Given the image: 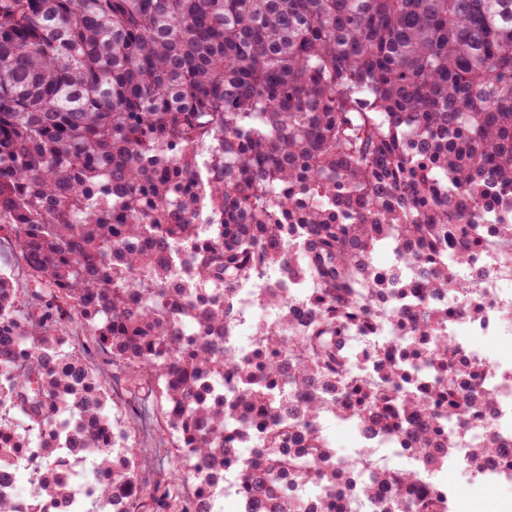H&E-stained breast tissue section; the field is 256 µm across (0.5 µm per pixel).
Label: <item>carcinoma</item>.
<instances>
[{"label":"carcinoma","instance_id":"cac0c4a2","mask_svg":"<svg viewBox=\"0 0 512 512\" xmlns=\"http://www.w3.org/2000/svg\"><path fill=\"white\" fill-rule=\"evenodd\" d=\"M484 224L511 252L512 0H0V231L33 283L0 273V488L29 485L0 512L68 492L59 441L93 449L76 512H223L213 471L241 512H348L352 483L370 512H449L458 417L494 405L448 336L478 311L458 269ZM406 242L419 292L374 264ZM263 265L272 315L244 357L224 323ZM382 292L396 336L369 351ZM93 349L129 417L163 420L155 447L109 413ZM494 459L512 467L489 435L469 470ZM323 434L340 456L353 454L359 447L358 433L352 425L333 417L321 419Z\"/></svg>","mask_w":512,"mask_h":512}]
</instances>
